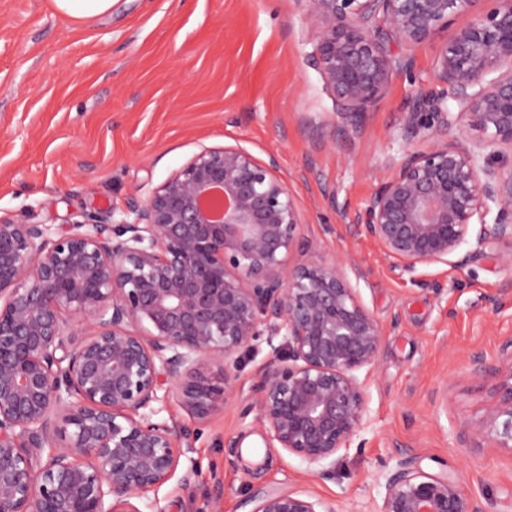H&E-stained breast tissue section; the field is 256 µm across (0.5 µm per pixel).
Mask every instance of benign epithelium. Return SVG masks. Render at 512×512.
<instances>
[{
    "label": "benign epithelium",
    "mask_w": 512,
    "mask_h": 512,
    "mask_svg": "<svg viewBox=\"0 0 512 512\" xmlns=\"http://www.w3.org/2000/svg\"><path fill=\"white\" fill-rule=\"evenodd\" d=\"M309 2L307 61L352 125L411 68L393 45L469 18L439 50L451 98L421 95L404 113L401 139L428 131L430 144L393 160L362 226L410 270L460 267L512 242V67L486 81L512 63V0ZM304 223L276 158L240 145L201 148L110 222L59 230L27 211L0 217V512H140L132 499L167 483L192 447L193 431L153 404L172 395L192 419H211L238 354L263 336L287 344L271 347L253 386L269 447L335 463L367 422L359 372L379 361L384 334L343 264L301 236ZM500 358L501 368L470 359L496 396L479 423L460 425L471 448L512 449V339ZM249 502L335 512L290 489ZM378 512L484 510L454 470L428 473L402 453Z\"/></svg>",
    "instance_id": "benign-epithelium-1"
}]
</instances>
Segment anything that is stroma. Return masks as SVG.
Returning <instances> with one entry per match:
<instances>
[{
	"instance_id": "1",
	"label": "stroma",
	"mask_w": 512,
	"mask_h": 512,
	"mask_svg": "<svg viewBox=\"0 0 512 512\" xmlns=\"http://www.w3.org/2000/svg\"><path fill=\"white\" fill-rule=\"evenodd\" d=\"M305 0H114L111 14L69 18L54 0H0V216L22 210L65 227L121 213L202 147L276 156L306 223L303 237L342 258L385 346L365 377L368 421L336 465L266 448L247 411L271 349L235 371L223 413L199 424L175 476L135 501L140 512H251L258 490L295 489L336 512H376L398 453L454 468L485 512H512V450L468 448L462 421L493 406L470 356L499 363L512 338V274L497 252L462 267L405 270L357 220L405 143L399 128L436 79L439 41L412 49L358 130L335 112L306 54ZM502 299L491 310L485 299ZM223 496H216V485Z\"/></svg>"
}]
</instances>
